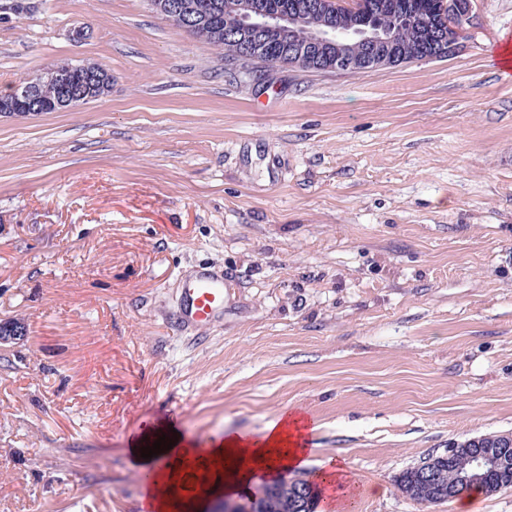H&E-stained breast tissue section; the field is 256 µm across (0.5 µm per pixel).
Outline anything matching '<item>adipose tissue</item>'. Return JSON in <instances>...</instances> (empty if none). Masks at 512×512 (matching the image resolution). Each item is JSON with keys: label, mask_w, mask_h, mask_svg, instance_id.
Masks as SVG:
<instances>
[{"label": "adipose tissue", "mask_w": 512, "mask_h": 512, "mask_svg": "<svg viewBox=\"0 0 512 512\" xmlns=\"http://www.w3.org/2000/svg\"><path fill=\"white\" fill-rule=\"evenodd\" d=\"M309 419L299 413L284 414L264 434L256 438L236 433L226 435L216 447L206 449L207 470L195 477L197 488H205L213 478H221L225 492L245 486L262 471H288L304 464L307 456ZM243 458L240 466L232 458Z\"/></svg>", "instance_id": "ef3b65f1"}]
</instances>
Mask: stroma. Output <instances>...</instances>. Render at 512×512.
<instances>
[{
	"mask_svg": "<svg viewBox=\"0 0 512 512\" xmlns=\"http://www.w3.org/2000/svg\"><path fill=\"white\" fill-rule=\"evenodd\" d=\"M0 0V91L98 62L111 92L0 118V512H146L133 451L308 415L349 512H512V488L411 500L404 471L512 433V0H472L441 61L248 72L151 0ZM85 38L74 41V28ZM234 276L205 340L180 279ZM180 419H173V411Z\"/></svg>",
	"mask_w": 512,
	"mask_h": 512,
	"instance_id": "35a3bbf8",
	"label": "stroma"
}]
</instances>
